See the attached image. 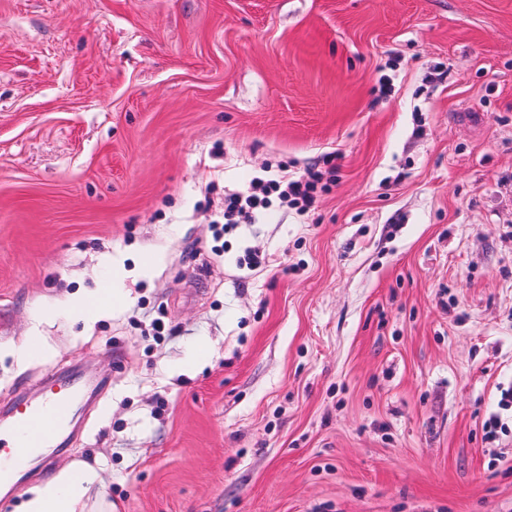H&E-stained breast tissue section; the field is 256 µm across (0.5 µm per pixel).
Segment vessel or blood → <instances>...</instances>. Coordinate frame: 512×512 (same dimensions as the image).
<instances>
[{
    "label": "vessel or blood",
    "mask_w": 512,
    "mask_h": 512,
    "mask_svg": "<svg viewBox=\"0 0 512 512\" xmlns=\"http://www.w3.org/2000/svg\"><path fill=\"white\" fill-rule=\"evenodd\" d=\"M70 411L69 396L53 392L17 409L9 419L0 422V485L15 484L17 474L27 467L39 476L51 469L52 463L47 458L39 465H32L33 452L51 447L54 430L68 423Z\"/></svg>",
    "instance_id": "b4317fda"
}]
</instances>
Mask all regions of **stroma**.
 I'll list each match as a JSON object with an SVG mask.
<instances>
[{"label":"stroma","instance_id":"obj_1","mask_svg":"<svg viewBox=\"0 0 512 512\" xmlns=\"http://www.w3.org/2000/svg\"><path fill=\"white\" fill-rule=\"evenodd\" d=\"M99 379L75 512H512V0H0V414ZM325 172L316 165L311 166L301 177L281 176L279 178L257 177L245 191L224 192V224L213 225V238L219 241L224 231L236 224L251 221L254 214L266 209L273 199L295 212L298 216L307 215L314 209L323 193L328 192ZM112 305V292L108 288H97L88 298L80 302L79 310L83 317H93L104 307Z\"/></svg>","mask_w":512,"mask_h":512}]
</instances>
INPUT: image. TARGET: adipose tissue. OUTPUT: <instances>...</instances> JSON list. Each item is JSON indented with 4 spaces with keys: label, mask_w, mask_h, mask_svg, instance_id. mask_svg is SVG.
<instances>
[{
    "label": "adipose tissue",
    "mask_w": 512,
    "mask_h": 512,
    "mask_svg": "<svg viewBox=\"0 0 512 512\" xmlns=\"http://www.w3.org/2000/svg\"><path fill=\"white\" fill-rule=\"evenodd\" d=\"M96 478L97 473L91 468L79 471L62 469L50 482L33 490L25 504V512H74L87 485Z\"/></svg>",
    "instance_id": "1"
}]
</instances>
